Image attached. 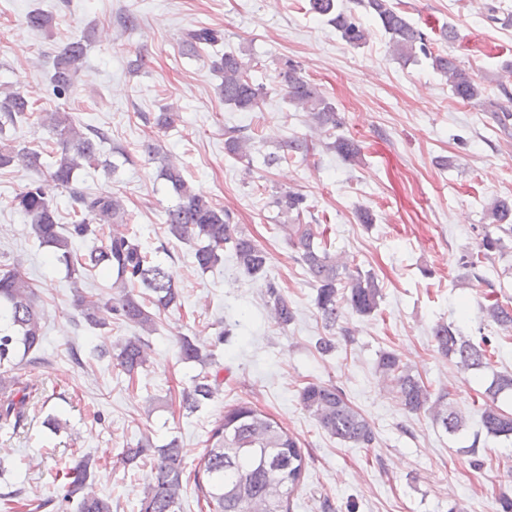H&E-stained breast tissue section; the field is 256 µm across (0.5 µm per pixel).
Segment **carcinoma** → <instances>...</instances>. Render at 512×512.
Returning a JSON list of instances; mask_svg holds the SVG:
<instances>
[{"mask_svg": "<svg viewBox=\"0 0 512 512\" xmlns=\"http://www.w3.org/2000/svg\"><path fill=\"white\" fill-rule=\"evenodd\" d=\"M307 11L327 19L341 38L358 47L366 43L369 32L343 0H307ZM372 16L388 36L392 56L405 63L422 53L431 60L434 71L448 79L453 95L464 103L492 113L497 124L508 129L512 111L498 107L485 98V88L448 53L432 50L430 40L394 3V0H353ZM25 25L35 31H51L57 17L34 10L26 14ZM224 38L221 31L204 27L185 32L183 43L194 53L204 46H214ZM91 44V34L69 40L58 48L52 59L51 84L55 98H71L75 81L83 71ZM254 60L229 51L212 60V69L220 74V98L224 104L244 112L258 107L264 94L252 71ZM280 90L288 104L307 114L314 135L325 136L323 146L334 151L344 162L361 158V145L352 137H332L343 124L336 105L320 87L303 75L300 66L291 62L278 73ZM33 104L19 87L0 88V122L11 125L26 119ZM180 115L171 107L154 118L158 129L174 126ZM42 125L56 140L58 157L49 179L68 191L73 200L72 224L58 223L57 211L42 185L32 183L16 194L13 204L24 214L30 232L40 244L51 248L65 263L70 278L78 281L93 272L112 277L117 297L107 301L91 292L76 291L74 305L83 322L103 329L113 315L140 333L117 344L113 355L116 365L133 379L146 364V340L143 334L154 331L161 313L181 307L180 292L173 268L144 248L126 226L132 220L120 197L112 193L90 194L77 186L78 172L97 161L98 146L108 138L101 128L82 124L71 112L59 109L46 112ZM225 152L238 161H250L252 137L233 129L224 133ZM317 142L313 135L293 136L284 141L281 153L269 158L274 165L293 156H308ZM14 164L39 169L42 153L0 144V169ZM159 177L178 196V203L165 209L163 224L169 238L186 243L197 241L194 258L197 267L207 271L221 262L224 248L233 251L238 267L248 276L266 280L271 317L285 328L295 320L288 297L268 280L271 257L255 239L239 231L220 204L197 194L187 180L184 169L174 160L164 159ZM278 214L292 220L276 224L288 246L299 257L308 283L316 289L315 305L320 319L330 332H349L344 326L348 312L361 316L373 313L381 298V288L374 276L363 273L356 256L331 250L328 228L306 221L310 213L306 197L294 190L283 191L272 200ZM489 223L474 252L460 257V264L472 277L483 280L479 267L492 253L504 248V238L512 239V198L497 197L486 207ZM93 237L98 240L89 251L79 253L73 240ZM479 305L482 318L496 325L499 336L512 338V306L499 300L495 292L484 296ZM437 351L461 371L487 369L492 364V340L479 342L462 334L451 323L433 328ZM44 336L37 295L33 284L19 265L0 271V429L18 428L26 418L29 403L27 387L16 376L18 349L29 365L42 362L39 355ZM180 357L185 362L208 365L209 355L191 339L184 337ZM376 371L381 382L393 389L403 409L409 414H426L455 434L466 427V418L450 402V392L438 390L413 374L407 363L394 351L380 354ZM219 374L203 371L190 386L182 389L181 407L189 412L214 399L219 392ZM512 393V373L493 375L485 389L480 408V423L487 435L512 439V412L498 405L499 396ZM300 402L317 424L330 436L356 447L367 448L375 440L370 421L354 409L342 391L332 384L309 383L300 391ZM126 464L150 463L149 482L140 500V512H179L186 474V462L177 441L154 447L138 443L123 449ZM305 471V457L288 430L249 403H238L224 411L215 422L206 446L194 469V482L209 512H290V495ZM65 498H77V512H112V503L99 496L89 483L90 459L82 458L63 473Z\"/></svg>", "mask_w": 512, "mask_h": 512, "instance_id": "obj_1", "label": "carcinoma"}]
</instances>
